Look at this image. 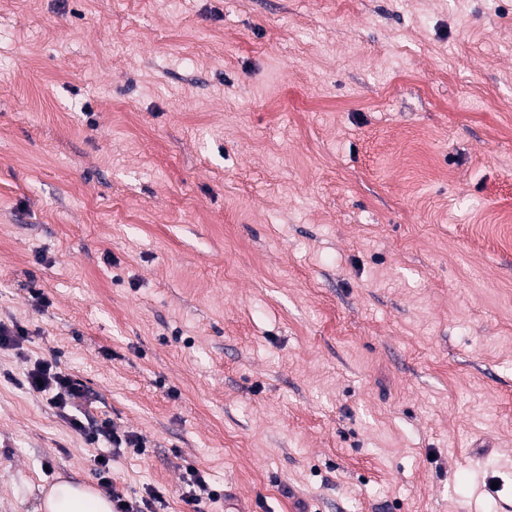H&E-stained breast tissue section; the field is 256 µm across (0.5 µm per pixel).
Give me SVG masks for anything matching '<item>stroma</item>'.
<instances>
[{
	"mask_svg": "<svg viewBox=\"0 0 512 512\" xmlns=\"http://www.w3.org/2000/svg\"><path fill=\"white\" fill-rule=\"evenodd\" d=\"M15 323L0 512H512V0H0ZM26 384L28 388L35 392L51 391L53 395L50 403L63 411H68L69 425L81 435L92 438H105L115 449L120 448H139V438L126 432H118L113 427L109 419H103L101 422L90 423L84 416L81 418L73 411H80V407L88 394L82 381L72 374L57 371L51 362H41L34 368L27 371ZM38 380L43 383L39 387ZM93 472L99 483L111 491L112 502L93 487L66 480L56 482L44 493L38 509L42 512H155L156 504L164 502L162 494L155 488L146 489V496L140 499H129L112 482L107 457L94 459ZM185 485L189 488V491L185 495L186 502L195 505L202 501L203 495H206L208 500H214L217 497L216 493L210 491V485L208 484L205 476L197 469H189L186 472L184 478Z\"/></svg>",
	"mask_w": 512,
	"mask_h": 512,
	"instance_id": "1",
	"label": "stroma"
}]
</instances>
